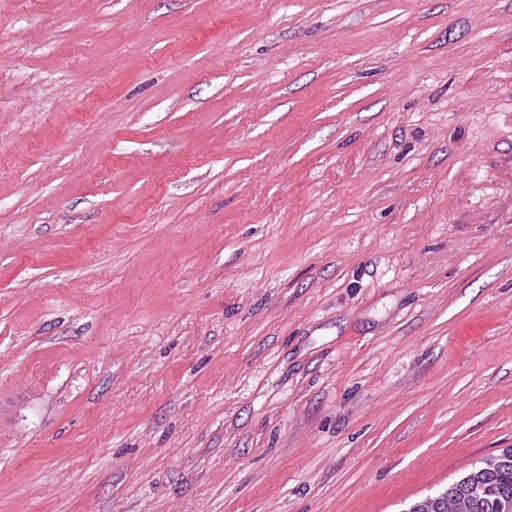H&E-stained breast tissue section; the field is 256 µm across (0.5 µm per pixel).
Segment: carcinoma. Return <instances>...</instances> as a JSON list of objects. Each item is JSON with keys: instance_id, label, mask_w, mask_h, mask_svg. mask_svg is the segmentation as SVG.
<instances>
[{"instance_id": "obj_1", "label": "carcinoma", "mask_w": 512, "mask_h": 512, "mask_svg": "<svg viewBox=\"0 0 512 512\" xmlns=\"http://www.w3.org/2000/svg\"><path fill=\"white\" fill-rule=\"evenodd\" d=\"M475 471L476 467H471L447 488L434 493L432 498L439 500V504L429 508V512H446L444 498L460 496L470 490L475 497L471 512H501L502 502L512 500V463L481 480L474 476Z\"/></svg>"}]
</instances>
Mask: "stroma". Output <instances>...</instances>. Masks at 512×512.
Returning <instances> with one entry per match:
<instances>
[{
  "mask_svg": "<svg viewBox=\"0 0 512 512\" xmlns=\"http://www.w3.org/2000/svg\"><path fill=\"white\" fill-rule=\"evenodd\" d=\"M512 448V0H0V512H405Z\"/></svg>",
  "mask_w": 512,
  "mask_h": 512,
  "instance_id": "obj_1",
  "label": "stroma"
}]
</instances>
